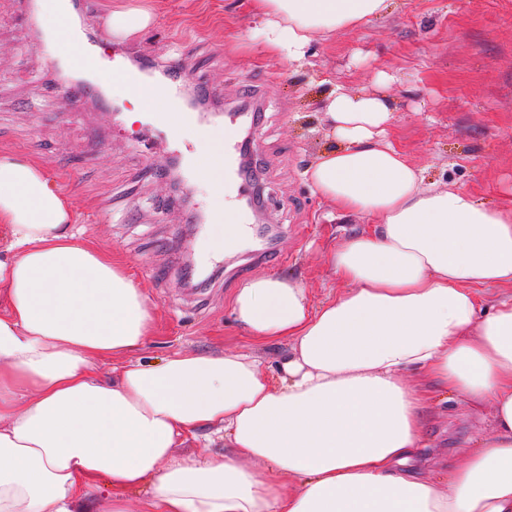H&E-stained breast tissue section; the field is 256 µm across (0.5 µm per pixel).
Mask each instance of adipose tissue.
<instances>
[{
	"label": "adipose tissue",
	"instance_id": "adipose-tissue-1",
	"mask_svg": "<svg viewBox=\"0 0 512 512\" xmlns=\"http://www.w3.org/2000/svg\"><path fill=\"white\" fill-rule=\"evenodd\" d=\"M253 30L278 57L301 58L384 13L389 0H251ZM47 28L75 68L71 19L47 0ZM373 90L334 91L324 109L335 147L309 169L317 193L372 223L327 255L341 294L312 304L288 276L238 289L236 322L259 345L284 340L271 381L248 353L177 352L121 364L156 313L127 263L76 241L66 198L29 158L0 157V512H108L142 489L147 512H512V208L423 187L385 142L393 118ZM218 252L241 238L224 221L223 159L202 139ZM505 298L481 307L476 289ZM420 372L487 421L437 476L410 470L423 448ZM208 429L225 452L176 457Z\"/></svg>",
	"mask_w": 512,
	"mask_h": 512
}]
</instances>
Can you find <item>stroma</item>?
Returning <instances> with one entry per match:
<instances>
[{
	"label": "stroma",
	"instance_id": "obj_1",
	"mask_svg": "<svg viewBox=\"0 0 512 512\" xmlns=\"http://www.w3.org/2000/svg\"><path fill=\"white\" fill-rule=\"evenodd\" d=\"M125 2L154 21L102 42L101 53L129 45L136 59L180 72L201 88L200 112L259 110L250 158L263 213L247 221L264 222L267 234L206 260L210 192L189 165L195 142L172 139L148 112L128 123L132 106L119 96L74 111L56 95L60 74L24 25L22 0H0V155L39 161L67 198L80 241L130 262L156 308L155 333L138 358L249 352L271 376L288 343L252 344L233 316L238 288L257 275H290L312 302L339 293L325 256L368 219L336 217L305 174L336 144L322 107L334 86L358 90L377 73L397 74L387 90L393 145L426 182L512 207V0H395L387 14L314 41L299 61L272 58L248 39L259 24L251 0ZM261 251L268 262L256 260ZM432 395L426 446L410 463L427 474L475 433L458 400Z\"/></svg>",
	"mask_w": 512,
	"mask_h": 512
}]
</instances>
